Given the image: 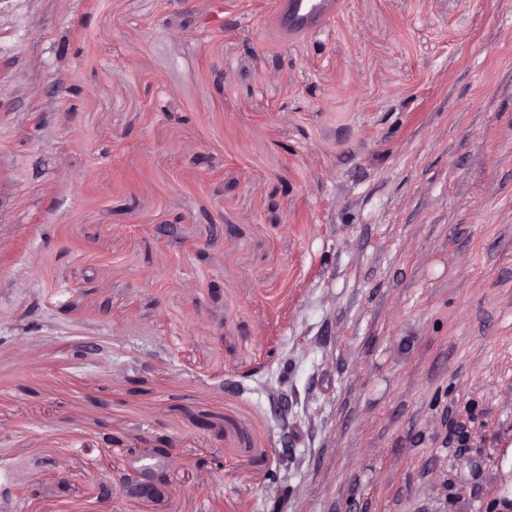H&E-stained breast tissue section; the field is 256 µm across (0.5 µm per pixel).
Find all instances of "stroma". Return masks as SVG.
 <instances>
[{
  "label": "stroma",
  "mask_w": 512,
  "mask_h": 512,
  "mask_svg": "<svg viewBox=\"0 0 512 512\" xmlns=\"http://www.w3.org/2000/svg\"><path fill=\"white\" fill-rule=\"evenodd\" d=\"M271 6L0 0V512H512V0ZM334 0H275L272 17L280 34L286 38L301 35L329 18ZM166 473L144 466H132L121 476V484L142 499L153 500L163 493Z\"/></svg>",
  "instance_id": "obj_1"
}]
</instances>
